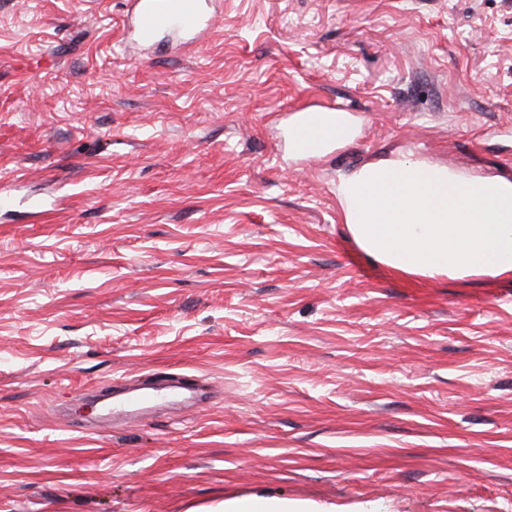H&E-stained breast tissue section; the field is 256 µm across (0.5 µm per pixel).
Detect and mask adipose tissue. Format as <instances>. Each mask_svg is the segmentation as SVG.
<instances>
[{
	"mask_svg": "<svg viewBox=\"0 0 512 512\" xmlns=\"http://www.w3.org/2000/svg\"><path fill=\"white\" fill-rule=\"evenodd\" d=\"M353 241L388 268L457 279L512 273V178L396 156L336 187Z\"/></svg>",
	"mask_w": 512,
	"mask_h": 512,
	"instance_id": "1",
	"label": "adipose tissue"
}]
</instances>
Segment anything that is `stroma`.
Instances as JSON below:
<instances>
[{"mask_svg":"<svg viewBox=\"0 0 512 512\" xmlns=\"http://www.w3.org/2000/svg\"><path fill=\"white\" fill-rule=\"evenodd\" d=\"M0 0V512H512V274L411 277L336 197L401 153L512 174V0ZM358 134L294 161L301 107ZM181 373L188 411L86 433ZM211 0H128L134 39L152 45L161 33L191 36L193 44L213 30ZM313 115H318V118L329 127L330 139L313 152H306L298 147L295 131ZM357 131L353 118L346 112H298L288 124L289 152L298 158L324 156L335 147L338 148L352 141ZM157 384H159L158 381L153 379L146 386L139 387L138 393L128 395L119 401L113 398L112 403L107 407L106 417L103 420L109 421L112 424V411L113 414H123L124 421L133 419V410L128 408L132 405L148 401L152 397ZM221 512H297L288 511V506L280 503H268L260 500L236 501L220 505Z\"/></svg>","mask_w":512,"mask_h":512,"instance_id":"stroma-1","label":"stroma"}]
</instances>
